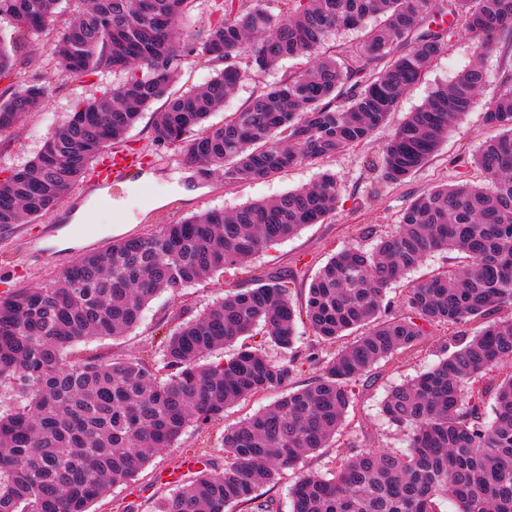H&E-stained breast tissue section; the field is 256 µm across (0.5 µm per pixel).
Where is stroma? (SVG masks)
Listing matches in <instances>:
<instances>
[{"label":"stroma","mask_w":512,"mask_h":512,"mask_svg":"<svg viewBox=\"0 0 512 512\" xmlns=\"http://www.w3.org/2000/svg\"><path fill=\"white\" fill-rule=\"evenodd\" d=\"M483 62L489 73L486 83L475 96L471 111L448 133L439 151L407 180L381 184L376 173L381 161V147L393 134L403 117L419 108L440 85L450 83L474 62ZM512 71V47L496 46L480 51L467 34L454 38L448 52L435 62L426 77L401 99L397 112L377 130L370 141L318 163L300 166L266 180L224 181L220 173L200 174L182 163L175 148H157L152 144V112H145L124 141L126 148L147 156L135 181L113 192L112 202L98 204L85 195L84 183H76L70 194L52 211L35 223L23 224L10 231H0V295L32 281L50 282L81 252L80 241L57 248L50 240L54 230L68 229L75 215L84 207H94L96 223L104 236H111L116 224L128 225L129 236H150L164 225L182 217L211 209H231L268 199L285 191L312 183L320 172L336 173L341 192L335 214L326 222L311 224L297 235L253 256L245 265L226 269L206 281L184 289L179 295L167 293L153 299L140 324L116 338H104L78 345L80 356L147 355L158 350L164 326L175 318L192 317L236 285L254 287L276 272L294 273V304L304 301L306 289L317 271L343 247L370 246L374 238L396 227L403 210L417 196L441 182H455L466 176L472 182L483 179L470 159L481 144L496 133L488 125L484 112L488 103L502 89L501 76ZM112 75L95 77H59L47 86L39 112L26 118L16 129L0 136V179L32 158L54 128L65 119L75 100L99 96L104 87L115 84ZM455 343L446 328L432 329L429 346L410 360L393 358L377 364L356 386V396L349 408L341 439L361 448H401L406 444L402 431L389 424L381 414V403L391 387L408 381L446 356ZM279 397L271 391L229 406L223 418L207 426L191 427L177 445L162 449L136 481L112 487L92 506V512H115L122 500L138 503V512H155L158 498L167 493L168 484L159 481L161 472L171 471L176 482L187 480L180 466L186 449L211 448V460L223 464L220 444L224 431L249 414L273 403ZM336 451L323 448L301 459L296 468L280 471L276 480L264 486L263 496L273 499L278 512H290V486L300 473L327 472L334 467Z\"/></svg>","instance_id":"1"}]
</instances>
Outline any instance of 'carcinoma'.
Wrapping results in <instances>:
<instances>
[{"label": "carcinoma", "mask_w": 512, "mask_h": 512, "mask_svg": "<svg viewBox=\"0 0 512 512\" xmlns=\"http://www.w3.org/2000/svg\"><path fill=\"white\" fill-rule=\"evenodd\" d=\"M195 0H0V134L35 112L45 86L13 70L14 45L52 32L51 79L112 73L121 80L77 103L40 150L0 180V228L49 213L106 149L124 140L143 112H155L153 141L180 150L199 173L224 181L264 180L366 143L405 92L444 54L459 29L481 50L512 42V0H210L216 21L187 43L174 27ZM451 22L445 21V16ZM360 29L356 45L317 54L339 30ZM218 66L198 88L171 92L181 60ZM308 66L283 74L222 124L208 119L253 71L290 58ZM487 72L472 65L437 88L382 148L387 183L415 174L452 124L471 111ZM499 130L473 156L483 174L415 198L395 230L372 249L344 247L312 279L304 307L294 277L235 287L164 336L159 360L76 359L72 349L121 336L148 303L243 264L336 210L340 184L326 172L308 187L232 211L186 216L157 235L119 238L77 257L50 284L0 296V512H89L127 484L190 427L256 394L284 395L224 431V467L207 463L162 498L156 512H275L258 494L279 471L328 447L354 402L355 383L379 362L421 352L430 329L481 322L436 365L392 387L382 415L407 432L404 448L336 450L330 474L306 472L290 489L292 512H512V79L486 107ZM467 259L412 284L398 304L387 288L429 255ZM333 344L353 340L293 389L297 323ZM282 353L244 347L225 361L211 352L257 327ZM493 401L492 414L482 412Z\"/></svg>", "instance_id": "cac0c4a2"}]
</instances>
